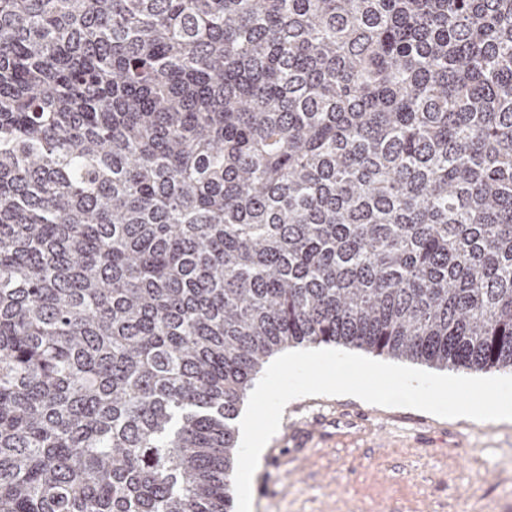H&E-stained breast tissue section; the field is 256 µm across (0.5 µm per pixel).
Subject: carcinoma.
Segmentation results:
<instances>
[{
	"mask_svg": "<svg viewBox=\"0 0 512 512\" xmlns=\"http://www.w3.org/2000/svg\"><path fill=\"white\" fill-rule=\"evenodd\" d=\"M320 345L512 372V0H0V512H231Z\"/></svg>",
	"mask_w": 512,
	"mask_h": 512,
	"instance_id": "1",
	"label": "carcinoma"
}]
</instances>
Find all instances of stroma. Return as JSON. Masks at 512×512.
I'll return each mask as SVG.
<instances>
[{
    "label": "stroma",
    "mask_w": 512,
    "mask_h": 512,
    "mask_svg": "<svg viewBox=\"0 0 512 512\" xmlns=\"http://www.w3.org/2000/svg\"><path fill=\"white\" fill-rule=\"evenodd\" d=\"M320 420L306 447L296 441ZM255 512H512V424L304 397L256 470Z\"/></svg>",
    "instance_id": "35a3bbf8"
}]
</instances>
